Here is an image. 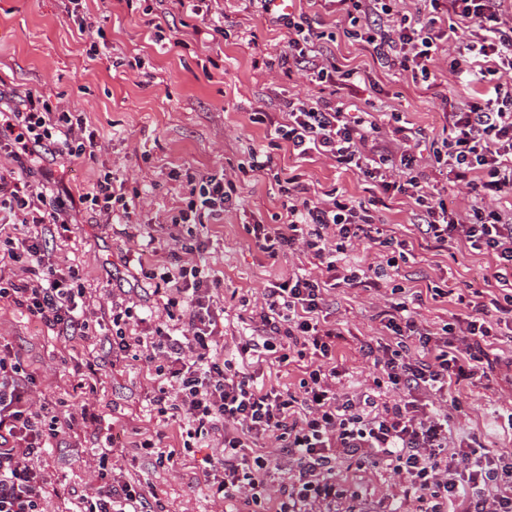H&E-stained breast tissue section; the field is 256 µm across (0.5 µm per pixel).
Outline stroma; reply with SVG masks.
Segmentation results:
<instances>
[{"instance_id":"stroma-1","label":"stroma","mask_w":512,"mask_h":512,"mask_svg":"<svg viewBox=\"0 0 512 512\" xmlns=\"http://www.w3.org/2000/svg\"><path fill=\"white\" fill-rule=\"evenodd\" d=\"M86 7L104 34L94 55L89 52L92 35L78 31L63 0H0V108L17 106L26 93L39 94L53 111L82 114L102 144L91 158L46 157L15 167V178L38 180L49 169L56 188L76 196L109 173L126 187L145 189L131 220L154 236V244L126 237L117 224L102 227L99 217L77 203L74 223L50 228L46 241L50 260L82 277L90 309L110 308L115 299L134 303V316L149 333L168 325V296L155 293L145 273L172 261L175 229L165 218L181 206L187 175L228 173L247 162L250 149H270L286 101L336 91L345 103L375 112L382 121L399 116L403 126L430 140L442 129L446 100L468 96L443 57L427 83L383 68L367 47L347 35V22L323 0H294L293 14L321 34L329 63L343 71L358 69L361 82L339 78L320 86L284 65L280 53L288 30L256 0H212L204 19L174 9L170 0H86ZM270 151L276 168L299 169L317 191L337 188L356 200L378 193L371 180L333 162L298 163L287 149ZM238 195L239 204L223 220L196 230L205 242L200 261L221 281L215 310L224 334L218 350L227 358L236 356L250 334L265 288L295 273L317 271L311 257L287 251L272 258L256 243L253 225L277 226L282 212L272 176L241 177ZM377 210L380 231L408 245L391 280L402 288L394 299L410 302L423 325L436 329L466 317L450 289L500 295V284L487 276L494 257L456 246L435 248L416 228L411 199L395 195ZM330 298L327 319L342 334L335 366L344 391L353 396L375 373L360 346L380 338L386 301L375 289L361 286L337 288ZM111 339V323L89 340L67 337L25 309L0 302V343L12 347L35 373L36 398L79 408L87 398L78 386L79 374L89 361L97 369V391L87 399L98 409V423L62 430L32 462L47 479L43 512H75L95 485L94 457L110 435L116 438L115 467L140 483L145 494L156 495L167 512H250L244 501L212 497L206 461L218 456V448H185L178 422L161 416L153 403V369L130 357L113 362ZM433 402L448 411L453 440L474 438L495 449L512 448V432L500 427L512 413V341L498 343L487 378L449 388ZM145 437L170 453V462L157 465L140 446ZM337 474L367 487L376 502L404 490L399 479L369 465L344 460Z\"/></svg>"}]
</instances>
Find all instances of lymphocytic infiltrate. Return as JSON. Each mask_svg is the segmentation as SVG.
<instances>
[{
    "label": "lymphocytic infiltrate",
    "mask_w": 512,
    "mask_h": 512,
    "mask_svg": "<svg viewBox=\"0 0 512 512\" xmlns=\"http://www.w3.org/2000/svg\"><path fill=\"white\" fill-rule=\"evenodd\" d=\"M338 14L362 15L365 25L354 38L370 46L387 67L430 78L439 53H447L452 75L473 92L472 100L453 104L442 133L433 142L430 166L451 183H461L477 199L461 208L448 203L438 185L427 181L417 154L419 140L410 128H386L373 112L350 109L342 101L297 98L289 101L274 133L298 160L320 157L371 179L383 192H398L418 209L417 227L434 247L451 244L495 257L491 273L508 285L512 271V213L497 208L512 197V0H424L425 14L396 15L391 0H332ZM317 37L299 21H289L285 60L305 68L312 80L327 83L334 65L321 61ZM98 136L82 116L56 112L39 95L27 93L20 106L0 110V153L8 163L32 156L95 154ZM186 202L171 222L192 227L219 220L236 192L235 179L223 175L187 176ZM285 225L258 241L270 255L284 251L310 254L326 279L295 274L265 288L256 329L241 354L280 367L303 363L306 376L297 393L265 390L254 383L245 364L217 351L220 333L214 312L221 281L189 254L202 250L198 236L180 238L181 256L160 274L175 288L182 313L174 332L130 336L122 326L131 307L112 305L115 358L141 353L158 376L153 399L160 414L183 421L192 439L218 440L222 455L213 470L214 497L244 499L253 512H266L270 473L287 459L288 476L279 488L276 512H364L367 491L336 477L338 459L371 465L397 477L402 497L386 499L380 512H512V450L490 452L475 443L449 446L447 413L410 399L386 400L387 392L438 394L471 384L492 367L490 353L501 322L512 319V292L483 301L479 291L458 293L470 315L434 332L421 327L406 302H390L384 327L389 344L364 343V355L377 371L358 396L336 386L338 329L321 314L331 284L379 289L389 279L383 264L344 267L340 256L365 243L390 250L395 238L375 233L371 203L339 190L310 193L300 174L279 183ZM140 189L115 186L104 176L80 203L106 221L130 224ZM0 214L35 226L20 248L0 256V266H20L23 276L0 275V300L24 307L51 328L88 337L93 333L84 302L85 285L75 271L47 259L39 226H66L64 205L48 202L45 182H21L0 170ZM419 347L407 352V339ZM95 406L65 418L36 404L26 369L11 349H0V512H42L46 478L30 464L59 429L93 425ZM274 441L277 455L256 450L258 440ZM253 456H246V449ZM113 448L96 456L98 487L83 497L79 512H164L150 503L138 484L113 477Z\"/></svg>",
    "instance_id": "f902f5d3"
}]
</instances>
